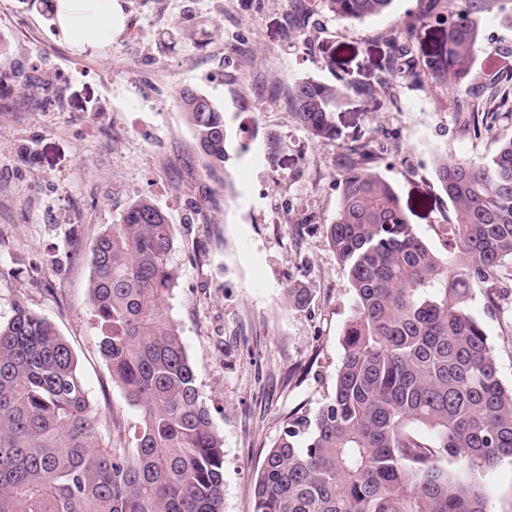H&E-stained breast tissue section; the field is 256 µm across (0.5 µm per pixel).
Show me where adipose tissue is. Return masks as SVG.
<instances>
[{
    "label": "adipose tissue",
    "mask_w": 512,
    "mask_h": 512,
    "mask_svg": "<svg viewBox=\"0 0 512 512\" xmlns=\"http://www.w3.org/2000/svg\"><path fill=\"white\" fill-rule=\"evenodd\" d=\"M55 11L61 36L85 52L111 44L123 24L120 0H56Z\"/></svg>",
    "instance_id": "1"
}]
</instances>
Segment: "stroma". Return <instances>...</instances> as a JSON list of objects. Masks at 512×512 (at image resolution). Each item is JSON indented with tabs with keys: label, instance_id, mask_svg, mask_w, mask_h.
I'll list each match as a JSON object with an SVG mask.
<instances>
[{
	"label": "stroma",
	"instance_id": "obj_1",
	"mask_svg": "<svg viewBox=\"0 0 512 512\" xmlns=\"http://www.w3.org/2000/svg\"><path fill=\"white\" fill-rule=\"evenodd\" d=\"M55 0H0V320L16 302L50 320L75 354L103 436L139 423L98 348L90 248L128 205L149 197L174 228L177 323L214 426L224 435V512H254L265 455L290 418L335 387L354 291L323 235L335 214L340 145L369 142L374 169L398 190L416 234L444 252L453 206L439 153L479 163L512 138V0H454L483 47L476 89L429 77L379 79L390 37L423 67L444 45L436 25L401 30L427 0L342 20L293 0H121L123 32L102 54L60 35ZM363 87L334 112L336 137L315 138L288 107L294 81ZM189 85L221 105L230 143L209 170L177 100ZM311 288L302 309L289 286ZM472 313L512 386V268L474 285Z\"/></svg>",
	"mask_w": 512,
	"mask_h": 512
}]
</instances>
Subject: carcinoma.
Returning a JSON list of instances; mask_svg holds the SVG:
<instances>
[{"label": "carcinoma", "mask_w": 512, "mask_h": 512, "mask_svg": "<svg viewBox=\"0 0 512 512\" xmlns=\"http://www.w3.org/2000/svg\"><path fill=\"white\" fill-rule=\"evenodd\" d=\"M393 0H318L363 20ZM445 29L425 60L436 82L471 73L478 25L468 9L429 0L406 24ZM391 49L384 84L421 73ZM351 81L294 82L297 124L336 138L331 115ZM178 99L199 149L224 166V112L191 86ZM341 195L324 225L355 295L333 394L293 418L268 450L254 512H491L487 476L512 461V388L470 310L471 286L512 264V139L481 163L441 155L437 181L454 206L448 251L409 224L395 187L371 166L367 142L345 145ZM173 225L154 202H131L91 246L98 347L141 425L127 445L105 440L78 368L52 323L17 302L0 322V512H223L224 436L212 423L178 325L165 309L176 287ZM304 308L311 289L286 290ZM428 437L422 436V431Z\"/></svg>", "instance_id": "cac0c4a2"}]
</instances>
